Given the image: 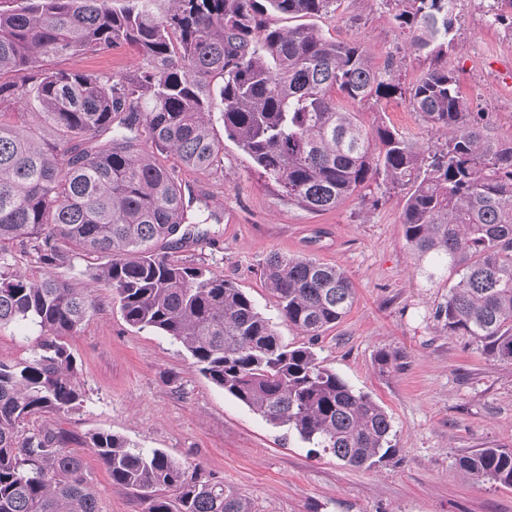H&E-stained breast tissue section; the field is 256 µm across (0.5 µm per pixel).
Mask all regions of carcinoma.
<instances>
[{"label":"carcinoma","instance_id":"cac0c4a2","mask_svg":"<svg viewBox=\"0 0 512 512\" xmlns=\"http://www.w3.org/2000/svg\"><path fill=\"white\" fill-rule=\"evenodd\" d=\"M4 2L0 108L36 114L50 138L0 120V326L39 327L30 358L0 362V512H99L84 458L65 432L24 428L32 416L83 406L67 339L95 303L53 276L80 254L103 258L85 274L112 288L130 326L171 337L192 367L266 421L350 467L395 455L383 405L312 347L285 344L223 275L153 249L189 220L176 168L205 170L219 158L208 119L216 107L226 136L298 206L334 209L380 174L408 189V248L428 281L454 277L434 318L489 358L512 362V146L492 140L444 61L454 0H394L398 29L436 60L408 88L394 60L374 67L357 41L269 21L272 13L328 16L340 0ZM119 45L144 61L132 75L50 65ZM403 97L448 134L441 148L422 156L399 130L370 132L350 110ZM18 251L34 257L40 276L17 267ZM264 277L281 317L312 339L354 302L347 274L315 258L273 253ZM85 445L112 483L141 493L146 512H256L223 480L160 449L111 433H93ZM457 466L471 479L512 486L511 449L480 448Z\"/></svg>","mask_w":512,"mask_h":512}]
</instances>
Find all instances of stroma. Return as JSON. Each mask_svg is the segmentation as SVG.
<instances>
[{
    "label": "stroma",
    "mask_w": 512,
    "mask_h": 512,
    "mask_svg": "<svg viewBox=\"0 0 512 512\" xmlns=\"http://www.w3.org/2000/svg\"><path fill=\"white\" fill-rule=\"evenodd\" d=\"M499 0H455L456 41L448 67L456 71L473 111L483 113L491 138L512 146V28L496 21ZM392 0H340L319 18L324 33L357 40L375 67L387 59L402 80L415 82L430 60L412 52L397 28ZM142 60L121 45L101 56L60 60L63 68L134 73ZM366 127L384 123L422 151L445 141L408 100L362 105ZM224 150L218 166L179 169L192 200L191 221L161 240L158 253L209 264L235 282L294 346L307 338L289 326L266 288L263 267L274 252L312 257L341 268L353 281L350 311L314 346L320 360L390 413L395 456L358 469L312 451L213 385L191 366L170 337L127 324L112 290L89 283L90 260L55 270L58 279L89 289L96 308L69 344L84 403L68 416L41 415L31 426L65 431L70 447L94 432L159 449L186 468L201 467L250 498L259 512H512V487L463 477L460 456L481 448L512 449V362L487 358L467 336L451 335L433 318L443 291L420 275L401 230L405 189L376 178L335 209L313 212L288 202L277 185L224 135L220 112L210 114ZM208 223H198L199 215ZM37 332L17 322L0 327V361L29 358ZM396 356L390 371L378 350ZM100 512H145L131 488L113 484L93 455H85Z\"/></svg>",
    "instance_id": "1"
}]
</instances>
